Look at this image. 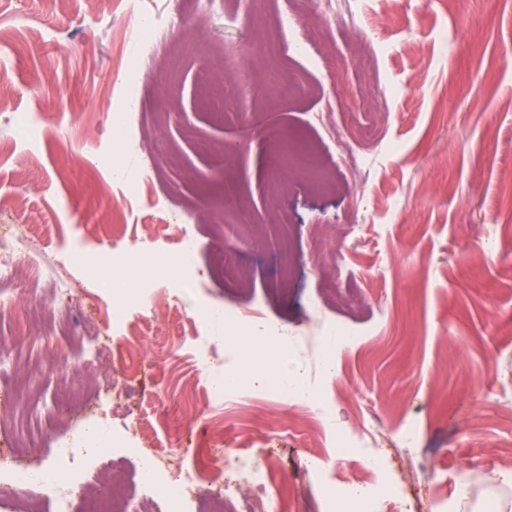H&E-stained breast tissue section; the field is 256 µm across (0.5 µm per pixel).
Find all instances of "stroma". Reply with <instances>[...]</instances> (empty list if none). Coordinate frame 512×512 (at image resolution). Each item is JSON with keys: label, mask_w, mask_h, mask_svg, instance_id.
<instances>
[{"label": "stroma", "mask_w": 512, "mask_h": 512, "mask_svg": "<svg viewBox=\"0 0 512 512\" xmlns=\"http://www.w3.org/2000/svg\"><path fill=\"white\" fill-rule=\"evenodd\" d=\"M286 11L320 29L322 69L288 51ZM142 14L161 28L154 44L141 41ZM259 58L291 95L241 101L229 90L223 63ZM132 67L136 141L119 153L111 117ZM0 98V228H25L50 252L57 241L40 225H93L89 254L136 252L156 284L152 319L125 313L143 330L135 340L109 330L112 293L81 267L67 270L59 322L41 308L46 281L0 288V345L15 358L0 396L16 400L0 449L32 439L27 462L69 436L73 423L53 410L60 396L101 415L75 343L94 320L109 331L110 379L129 393L144 448L169 464L203 447V469L220 480L225 449L266 458L289 499L309 506L306 460L350 482L364 475L361 456H338L287 407L254 418L207 405L195 349L212 342L220 365L225 340L175 311L198 302L170 269L172 227L189 224L207 300L252 312L246 332L274 322L300 337L318 313L357 330L335 357L336 418L365 434L417 422L433 469L391 461L409 512L457 494L462 478L475 493L459 512H512V488L495 481L512 471V0H0ZM372 111L396 148L355 173L337 142L356 144ZM318 112L333 113L334 131ZM23 116L34 139L21 136ZM291 135L313 145L320 181L276 167L269 143ZM101 155L129 166L136 193ZM488 239L495 254L481 249Z\"/></svg>", "instance_id": "35a3bbf8"}]
</instances>
